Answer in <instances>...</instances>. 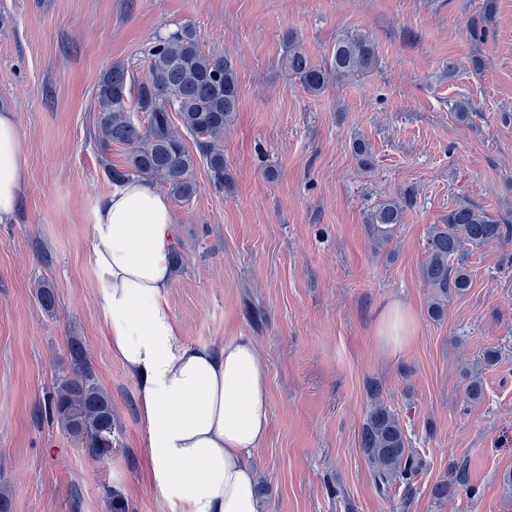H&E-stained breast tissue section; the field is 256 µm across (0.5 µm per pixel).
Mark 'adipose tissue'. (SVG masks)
Returning a JSON list of instances; mask_svg holds the SVG:
<instances>
[{
	"mask_svg": "<svg viewBox=\"0 0 512 512\" xmlns=\"http://www.w3.org/2000/svg\"><path fill=\"white\" fill-rule=\"evenodd\" d=\"M26 189V156L11 113H0V216ZM175 224L166 194L133 179L91 216L94 299L112 355L138 384L150 481L165 512H257L247 460L269 425L268 377L247 336L215 348L187 341L168 301ZM402 304L377 337L398 351L415 339Z\"/></svg>",
	"mask_w": 512,
	"mask_h": 512,
	"instance_id": "ef3b65f1",
	"label": "adipose tissue"
}]
</instances>
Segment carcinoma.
I'll return each mask as SVG.
<instances>
[{"instance_id":"cac0c4a2","label":"carcinoma","mask_w":512,"mask_h":512,"mask_svg":"<svg viewBox=\"0 0 512 512\" xmlns=\"http://www.w3.org/2000/svg\"><path fill=\"white\" fill-rule=\"evenodd\" d=\"M492 8L473 19L469 34L486 33L494 21ZM282 65L310 94L322 92L329 80L356 79L371 72L378 62V48L366 34L347 32L337 41L329 61L315 64L292 33L284 38ZM98 111L94 134L101 149L128 147L127 166L108 168L112 183L131 178L154 182L173 197L188 201L197 193L194 169L205 165L214 187L222 190L228 180L224 166V126L238 110L236 67L227 56L202 51L197 32L182 25L157 38L148 50V75L131 77L123 65H114L95 88ZM177 113L181 129L171 122ZM195 138L191 153L183 134ZM404 205L396 199L380 203L367 217L374 247L380 249L403 223ZM512 238V225L503 224L469 205L448 211L442 224L428 232V255L421 268L430 289L431 315L443 316L448 294H461L471 285L468 258L471 252ZM71 372L59 379L47 399L49 417L69 433L85 440L90 454L108 458L112 453V400L95 383L82 342L69 343ZM359 444L369 463V476L378 491L394 482L410 484L421 469L398 417L379 398H374L360 429Z\"/></svg>"}]
</instances>
